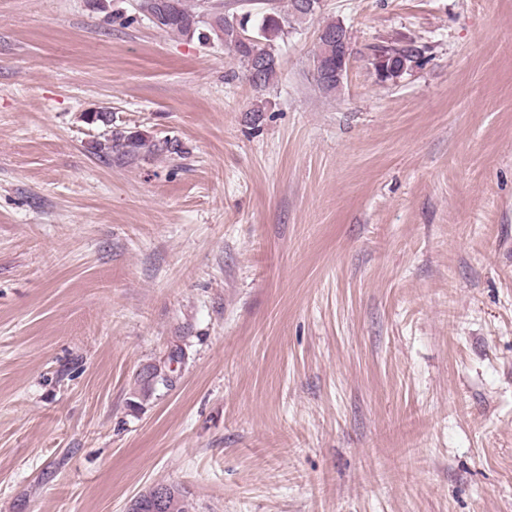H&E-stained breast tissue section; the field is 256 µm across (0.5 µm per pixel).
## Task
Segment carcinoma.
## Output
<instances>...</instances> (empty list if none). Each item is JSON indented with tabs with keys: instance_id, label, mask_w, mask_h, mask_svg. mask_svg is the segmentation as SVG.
Here are the masks:
<instances>
[{
	"instance_id": "cac0c4a2",
	"label": "carcinoma",
	"mask_w": 512,
	"mask_h": 512,
	"mask_svg": "<svg viewBox=\"0 0 512 512\" xmlns=\"http://www.w3.org/2000/svg\"><path fill=\"white\" fill-rule=\"evenodd\" d=\"M199 6L189 4V0H139V13L152 19L160 16L162 20L158 28L189 38L197 37L207 41L210 36L224 42L244 64L245 70H250L252 62L262 61L257 79L251 81L257 90H263L276 78L279 70L278 56L270 49L260 45V40L266 41L277 36L282 31V24L292 16L296 19L306 18L315 13V9L302 8V0H288V14L282 15L276 11L265 13L258 24V36L245 43L240 39L238 27L244 26L248 20L239 25L225 18L215 10V6H206V0H198ZM371 57L375 60L373 68H378L376 61L383 62L387 81L401 78L418 63L419 49L411 43L393 41L372 47ZM178 145L171 142L155 141L141 131L115 130L107 136L96 139L91 144L92 153L102 159L114 158L118 161L134 162L146 157L161 155L165 152L175 153ZM144 392H150L155 386L169 385L166 366L152 365L147 367L141 377ZM153 494L147 492L140 495L131 503L129 512H194L195 507L186 495L177 487L167 486L166 498L158 509H153Z\"/></svg>"
}]
</instances>
